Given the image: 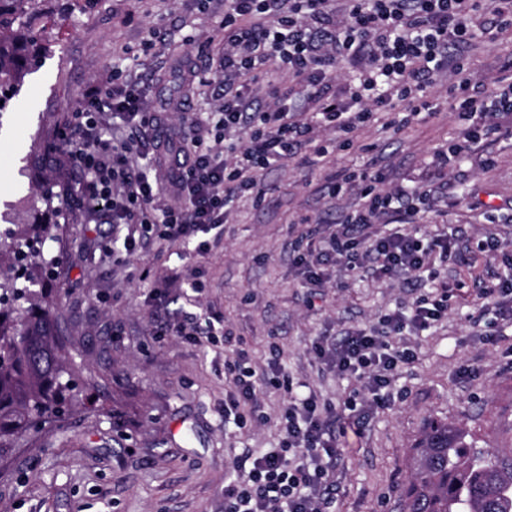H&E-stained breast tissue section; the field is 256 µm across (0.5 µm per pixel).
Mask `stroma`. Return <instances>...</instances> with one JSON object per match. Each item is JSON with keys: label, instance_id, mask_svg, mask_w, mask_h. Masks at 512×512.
I'll return each instance as SVG.
<instances>
[{"label": "stroma", "instance_id": "1", "mask_svg": "<svg viewBox=\"0 0 512 512\" xmlns=\"http://www.w3.org/2000/svg\"><path fill=\"white\" fill-rule=\"evenodd\" d=\"M60 19L51 53L40 54L0 132V213L38 179L27 163L44 136L66 130L90 86L139 80L160 109L154 134L192 136L215 103L206 88L224 82L215 67L224 51L219 22L224 0H54ZM469 67L492 83L512 62V38L481 42ZM186 90L170 96L173 80ZM435 115L406 126L391 112L375 114L352 146L318 165L296 161L261 172L262 201L243 197L224 216V238L203 257L183 244L152 240L129 259H113L112 227L88 213L68 186L78 172L68 163L50 171L60 194L53 201L54 257L43 291L58 306L59 335L83 401L61 426H44L0 458V512H224V476L247 455L279 443L284 395L271 388L244 426L224 421L223 346L161 336L160 322L216 313L241 337L253 363L277 359L296 384L343 403L368 396L363 384L339 378L314 357L317 337L338 339L377 325L381 315L428 294V286L399 279L379 284L329 268L318 293L301 285L295 256L308 242L327 238L357 199L332 197L336 172L357 170L378 147V166L390 183L432 190L431 212L419 232L453 234L463 257L484 276L512 260V116L501 115L503 136L465 155L452 174L440 175L436 152L463 135L440 88H432ZM311 224H302V217ZM203 270L202 295L172 285L159 306L147 304L152 282L171 273L182 280ZM477 288L451 301L448 317L420 336H404L416 360L400 369L391 403L369 410L361 430L340 439L335 490L328 512H403L411 477L410 450L430 420L467 429L487 448L512 445V324L498 321ZM494 324L497 334L483 336Z\"/></svg>", "mask_w": 512, "mask_h": 512}]
</instances>
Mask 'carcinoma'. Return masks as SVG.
Instances as JSON below:
<instances>
[{"label": "carcinoma", "mask_w": 512, "mask_h": 512, "mask_svg": "<svg viewBox=\"0 0 512 512\" xmlns=\"http://www.w3.org/2000/svg\"><path fill=\"white\" fill-rule=\"evenodd\" d=\"M52 0H0V116L29 73L37 51L33 34L46 32ZM52 225L35 221L0 229V256L18 255L45 241ZM30 265L28 284H15L0 268V306L24 299L28 307L0 310V456L16 447L36 418H59L65 357L55 336L57 319L42 301L40 272ZM412 479L404 512H512V448H479L469 433L430 421L413 447Z\"/></svg>", "instance_id": "cac0c4a2"}]
</instances>
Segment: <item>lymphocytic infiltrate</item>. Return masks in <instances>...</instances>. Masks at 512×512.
Segmentation results:
<instances>
[{"mask_svg":"<svg viewBox=\"0 0 512 512\" xmlns=\"http://www.w3.org/2000/svg\"><path fill=\"white\" fill-rule=\"evenodd\" d=\"M223 28L218 65L224 90L208 118L212 141L143 136L157 117L143 86L125 81L90 87L58 145L84 174L77 190L85 209L107 223L127 225L126 253L155 237L207 254L221 241L224 210L236 196L263 199L258 171L308 146L318 157L347 148L374 113L399 112L408 121L433 112L428 89L440 75H448L444 92L465 125L462 139L438 152L440 170L454 171L464 153L498 132L497 116L512 112V81L486 89L466 63L482 36L512 33V0H225ZM340 64L352 66L353 78L337 93L332 81ZM293 94L304 97L305 117L291 111ZM107 113L134 129L135 138L117 144L99 131ZM321 127L332 130L334 139L315 143L313 132ZM162 166L163 183L157 177ZM167 184L179 202L161 208L157 199ZM354 189L358 208L337 224L325 248L300 254L295 263L309 289L324 287L329 265L382 282L402 275L434 281L429 295L384 314L378 326L313 345L318 362L363 382L372 404L385 406L391 375L416 357L393 345L392 337L436 328L448 314L452 292L466 283L434 280L436 265L461 260L447 235L404 230L431 209L429 191L388 187L383 170L371 163L337 173L329 186L337 198ZM380 222L394 225V232L373 233ZM159 333L197 342L233 339L213 315L202 323L168 320ZM224 373L233 385L224 396L225 421H242L245 408L257 406L259 384L288 395L278 447L248 457L225 476L224 512H325L339 440L330 421L334 405L299 390L278 362L253 367L242 349L225 359Z\"/></svg>","mask_w":512,"mask_h":512,"instance_id":"1","label":"lymphocytic infiltrate"}]
</instances>
